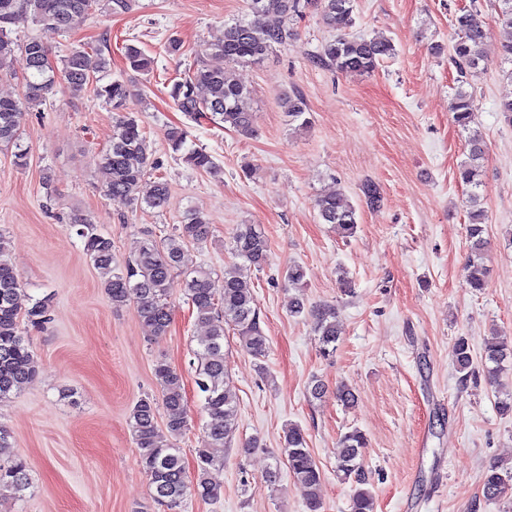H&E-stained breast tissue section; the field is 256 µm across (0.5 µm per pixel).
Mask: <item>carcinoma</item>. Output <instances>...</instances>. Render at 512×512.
I'll use <instances>...</instances> for the list:
<instances>
[{
  "label": "carcinoma",
  "mask_w": 512,
  "mask_h": 512,
  "mask_svg": "<svg viewBox=\"0 0 512 512\" xmlns=\"http://www.w3.org/2000/svg\"><path fill=\"white\" fill-rule=\"evenodd\" d=\"M100 0H0V71L10 67L16 50L25 57L26 75L22 94L18 98L0 97V146H13L14 162L25 166L27 152L19 142V131L26 113L43 104L52 94L56 80H61L73 95L88 90L102 99L115 112L112 141L98 158L106 174L105 195L124 198L137 207L156 212L167 209L170 190L158 179L147 191L142 183L150 165L147 137L137 120L122 112L128 87L121 81L101 83L110 63L99 48L75 49L60 60L61 68L43 65L52 52L48 40L31 38L17 44L10 37V26L32 18L49 35L66 31L73 20L93 10ZM323 21L336 30V36L321 48L317 60L336 72L350 76L374 73L384 60L395 54L387 38L354 37L349 30L355 24V0H316ZM275 4L282 20L266 21L270 4ZM248 17L224 26V34L205 48V54L224 57L226 67L212 68L200 56L184 78L173 82L169 97L177 108L193 122L208 120L223 124L224 129L242 137L254 133V114L250 111L249 90L230 69L232 65L255 64L264 59L277 45L296 39V31L288 19L302 13L301 0H247ZM457 40L450 50L451 61L458 72V86L449 111L453 122L462 130L474 123V99L464 88L471 77L482 70L487 60L484 31L478 11L462 9L455 16ZM125 57L137 71H149L153 60L134 45L125 46ZM288 121L308 128L312 121L304 98L288 95L281 101ZM169 145L188 167L206 174H217L212 155L202 148L186 146V132L173 128L167 133ZM468 160L458 170V180L470 188L469 255L465 265L470 288L485 287L488 269L483 258L489 241L485 237L486 215L480 206L481 173L487 146L483 137L472 133L466 142ZM366 205L381 206L383 197L373 182L361 186ZM321 223L331 224L344 238L355 235L357 208L342 193L320 196L315 201ZM71 224L77 226L83 251L98 270L102 287L109 302L120 308L133 301L140 319L157 336L167 333L172 322V310L167 299L171 276L181 272L186 276V294L195 312V320L206 329L205 336L194 350L197 360L195 384L200 395L201 411L208 417L194 449L196 467L188 476L181 450L175 441L188 430L189 408L183 378L167 361L159 360L154 376L161 397L144 396L129 414V427L139 450V462L149 480L151 499L165 512H183L186 500L197 497L217 501L224 489L213 479V471L224 464L217 449L230 444L237 431V394L226 374L224 338L226 327H236L242 349L256 359L266 357L269 339L260 326L257 300L249 272L263 268L268 259L269 239L258 224H238L234 230L233 251L242 263L221 279L193 265L188 247L207 240L210 227L203 215L187 213L173 232L161 239L149 235L138 254L124 262L116 258L112 239L101 234L96 225L80 213L73 214ZM8 240L0 233V402L17 394L36 374V364L29 337L21 331V322L33 327L47 323L48 299H33L21 284L18 274L7 257ZM306 272L302 265L288 266L285 280L290 288L304 285ZM290 314L308 315L313 332L318 336L320 353L330 356L339 340L338 315L332 306L306 308L300 298L288 304ZM512 360V340L504 337L488 342L482 349L484 374L499 382L502 364ZM451 360L457 370L472 371L473 353L467 339L459 338L451 349ZM164 414V426L158 425V415ZM336 476L350 481L353 492L350 512H375V495L370 488L364 466L367 438L362 431L352 429L339 441ZM282 455L294 484L303 494L309 512H320V485L323 472L314 459L306 434L291 424L284 434ZM512 481V472L496 462L490 463L482 475L483 496L488 501L501 498ZM31 486L27 462L14 452L10 432L0 426V495L21 500Z\"/></svg>",
  "instance_id": "obj_1"
}]
</instances>
